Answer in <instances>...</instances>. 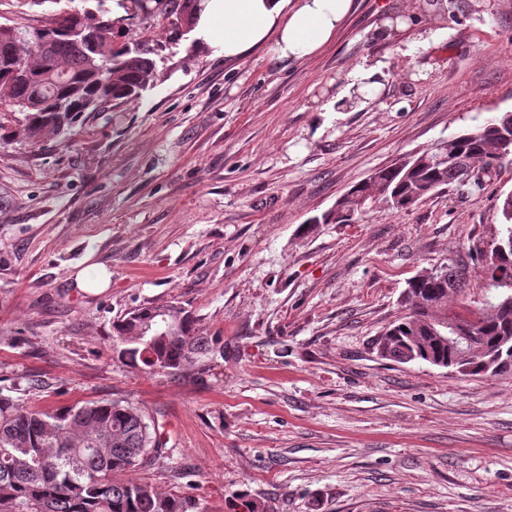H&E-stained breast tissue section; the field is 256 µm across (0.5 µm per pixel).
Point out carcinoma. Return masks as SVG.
I'll use <instances>...</instances> for the list:
<instances>
[{
  "label": "carcinoma",
  "mask_w": 512,
  "mask_h": 512,
  "mask_svg": "<svg viewBox=\"0 0 512 512\" xmlns=\"http://www.w3.org/2000/svg\"><path fill=\"white\" fill-rule=\"evenodd\" d=\"M164 8H150L152 2ZM197 0H131L130 18L147 21L158 13L192 25ZM124 31L112 25L109 11L71 13L34 31L0 26V91L10 102L0 110V139L35 145L49 133L71 130L88 112L139 97L156 77L154 49L145 43L122 54L113 44ZM53 47L52 67L37 50V41ZM25 61L31 79L9 82L12 55ZM107 68L110 82L103 88L99 71ZM507 122L495 115L475 129L448 140L435 151L416 155L411 169L388 166L346 196L356 198L354 211L342 210L334 218L350 224L372 208L387 192L395 199L389 210L398 213L437 189L457 187L476 193L482 184L467 180L488 176L500 164L493 142L495 126ZM498 211L501 237L512 236V197H503ZM485 298L480 306L459 304L448 322H441L434 308L447 310L448 297L461 291L463 273L446 265L437 277H414L406 294L414 300L409 313L383 333L382 357L399 363L425 356L448 363L457 371L480 376L512 368V251L494 263L486 251ZM468 325L482 336L487 353L466 355L448 345L446 330ZM119 357L142 364L152 372L180 377L204 360L224 355L220 336H204L195 318L181 304L170 302L135 308L113 324ZM163 454L158 428L144 412L127 401L77 402L52 410L27 409L0 393V512H207L187 493L161 492L143 483L123 479L130 470L147 465Z\"/></svg>",
  "instance_id": "1"
}]
</instances>
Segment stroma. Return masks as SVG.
<instances>
[{
    "mask_svg": "<svg viewBox=\"0 0 512 512\" xmlns=\"http://www.w3.org/2000/svg\"><path fill=\"white\" fill-rule=\"evenodd\" d=\"M423 3L355 0L288 66L128 21L159 49L140 97L33 147L0 141V393L136 404L165 457L128 479L207 512H512V371L465 377L375 347L423 268H465L481 300L473 246L498 235L512 165L476 194L317 221L374 171L512 112V0H450L436 22ZM60 7L97 0H0V25L39 28ZM399 16L415 29L381 37ZM88 256L112 273L97 295L72 280ZM170 301L224 339L185 377L122 361L112 339L113 321Z\"/></svg>",
    "mask_w": 512,
    "mask_h": 512,
    "instance_id": "35a3bbf8",
    "label": "stroma"
}]
</instances>
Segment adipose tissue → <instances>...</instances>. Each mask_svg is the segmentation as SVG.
Here are the masks:
<instances>
[{
    "label": "adipose tissue",
    "mask_w": 512,
    "mask_h": 512,
    "mask_svg": "<svg viewBox=\"0 0 512 512\" xmlns=\"http://www.w3.org/2000/svg\"><path fill=\"white\" fill-rule=\"evenodd\" d=\"M354 8V0H200L194 41L227 59L263 51L270 60L299 62L316 55Z\"/></svg>",
    "instance_id": "ef3b65f1"
}]
</instances>
